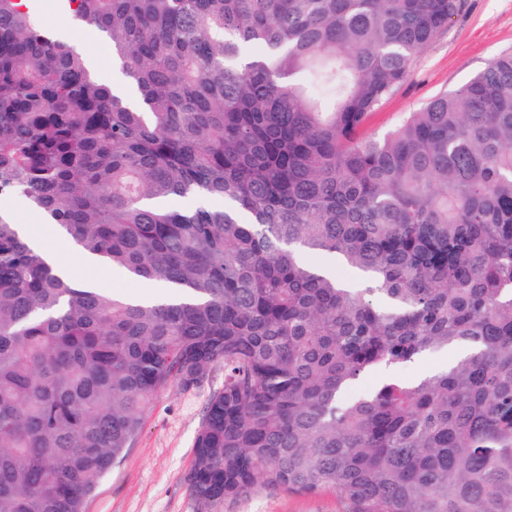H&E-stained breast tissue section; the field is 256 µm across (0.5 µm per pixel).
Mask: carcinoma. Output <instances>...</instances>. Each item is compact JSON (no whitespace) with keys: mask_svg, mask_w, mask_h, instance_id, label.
I'll return each instance as SVG.
<instances>
[{"mask_svg":"<svg viewBox=\"0 0 512 512\" xmlns=\"http://www.w3.org/2000/svg\"><path fill=\"white\" fill-rule=\"evenodd\" d=\"M463 5L57 0L133 101L0 0V190L190 294L65 281L0 213V512H83L152 400L216 365L184 475L207 509L334 490L343 512H512V53L365 133ZM455 351L448 349V352L440 351L427 356L420 364L403 369L400 374L410 378L419 372L429 371L447 364L455 357Z\"/></svg>","mask_w":512,"mask_h":512,"instance_id":"cac0c4a2","label":"carcinoma"}]
</instances>
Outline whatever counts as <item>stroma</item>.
<instances>
[{
	"instance_id": "1",
	"label": "stroma",
	"mask_w": 512,
	"mask_h": 512,
	"mask_svg": "<svg viewBox=\"0 0 512 512\" xmlns=\"http://www.w3.org/2000/svg\"><path fill=\"white\" fill-rule=\"evenodd\" d=\"M39 22L63 32L66 40L94 58L98 76L112 81L109 45L83 25L38 0ZM512 51V0H464V8L413 61L408 79L375 111L366 131L381 135L406 113L449 91L482 70L494 58ZM16 223L29 226L51 251L65 254L75 278L86 274L77 255L57 231L48 230L23 198L0 206ZM224 385L222 367H212L195 386H172L146 409L139 434L97 489L84 512H201L183 481L193 461V445L211 396ZM335 491L315 495L265 493L218 508L217 512H342Z\"/></svg>"
}]
</instances>
